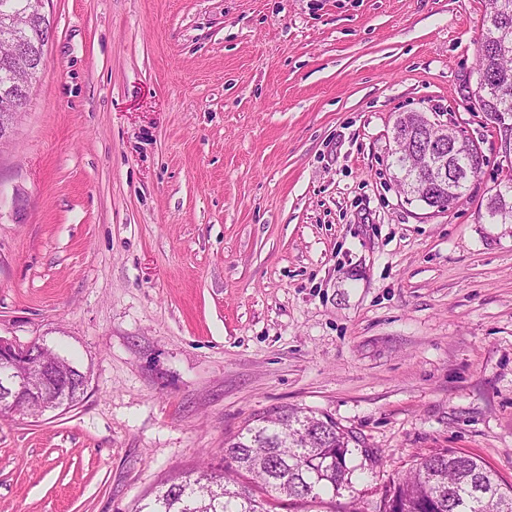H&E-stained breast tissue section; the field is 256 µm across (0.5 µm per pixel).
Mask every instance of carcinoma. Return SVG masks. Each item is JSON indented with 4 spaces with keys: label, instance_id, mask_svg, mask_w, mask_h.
<instances>
[{
    "label": "carcinoma",
    "instance_id": "obj_1",
    "mask_svg": "<svg viewBox=\"0 0 512 512\" xmlns=\"http://www.w3.org/2000/svg\"><path fill=\"white\" fill-rule=\"evenodd\" d=\"M479 81L473 92L479 111L496 115L503 125L512 118V56L479 50ZM455 189L412 190L413 198L431 207V198L457 202L469 179L484 165L479 147L468 138L458 144ZM394 181L402 189L412 185L405 159L395 155ZM490 224H512V186L490 196L486 203ZM353 433L335 421L301 408L280 407L243 427L224 446V455L237 471L253 474L263 494L292 500H316L320 493L349 484L353 468ZM396 497L406 512H512V483L483 461L451 448L416 460L408 473L390 482L383 498ZM137 512H267L265 499L222 473L203 472L171 483Z\"/></svg>",
    "mask_w": 512,
    "mask_h": 512
}]
</instances>
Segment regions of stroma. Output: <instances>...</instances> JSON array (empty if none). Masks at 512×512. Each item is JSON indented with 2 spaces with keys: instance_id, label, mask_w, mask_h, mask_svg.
Instances as JSON below:
<instances>
[{
  "instance_id": "35a3bbf8",
  "label": "stroma",
  "mask_w": 512,
  "mask_h": 512,
  "mask_svg": "<svg viewBox=\"0 0 512 512\" xmlns=\"http://www.w3.org/2000/svg\"><path fill=\"white\" fill-rule=\"evenodd\" d=\"M486 0H48L47 61L0 146V337L87 373L0 412V512H135L223 470L254 416L358 438L320 502L376 512L431 451L512 481V178L473 111ZM487 163L435 211L399 190V114ZM487 223L512 224V186H505L504 191L499 190L487 200Z\"/></svg>"
}]
</instances>
